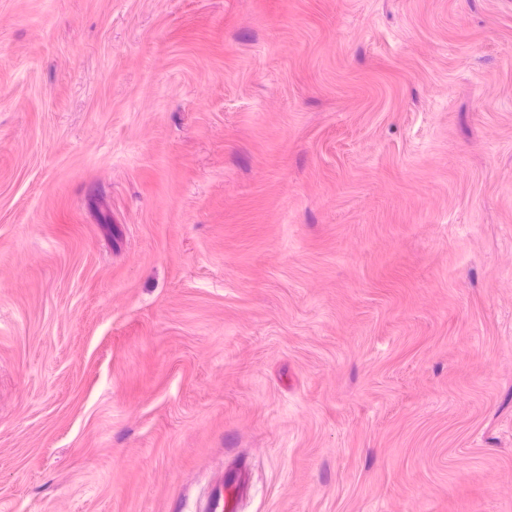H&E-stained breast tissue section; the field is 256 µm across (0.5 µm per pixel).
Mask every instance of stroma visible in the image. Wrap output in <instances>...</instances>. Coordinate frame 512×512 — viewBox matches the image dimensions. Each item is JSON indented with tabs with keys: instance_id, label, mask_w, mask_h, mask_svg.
Wrapping results in <instances>:
<instances>
[{
	"instance_id": "stroma-1",
	"label": "stroma",
	"mask_w": 512,
	"mask_h": 512,
	"mask_svg": "<svg viewBox=\"0 0 512 512\" xmlns=\"http://www.w3.org/2000/svg\"><path fill=\"white\" fill-rule=\"evenodd\" d=\"M236 459L512 512V0H0V512Z\"/></svg>"
}]
</instances>
